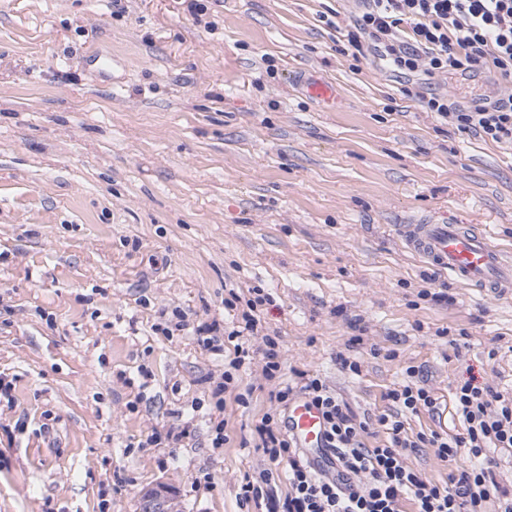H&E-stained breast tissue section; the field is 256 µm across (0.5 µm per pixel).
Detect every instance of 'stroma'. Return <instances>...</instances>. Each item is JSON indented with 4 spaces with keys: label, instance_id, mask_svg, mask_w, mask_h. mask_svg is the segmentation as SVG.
<instances>
[{
    "label": "stroma",
    "instance_id": "stroma-1",
    "mask_svg": "<svg viewBox=\"0 0 512 512\" xmlns=\"http://www.w3.org/2000/svg\"><path fill=\"white\" fill-rule=\"evenodd\" d=\"M351 8L0 0V512H140L161 484L182 512H246L269 402L216 408L224 355L194 335L233 321L232 291L269 294L283 379L321 375L357 416L382 412L409 365L440 402L408 418L415 433L460 430L451 385L468 373L512 397V299L429 281L397 230L428 216L512 249V147L423 111L380 60L340 54ZM312 77L332 102L306 93ZM446 84L464 102L501 90L490 69ZM439 284L448 302L431 300ZM355 334L358 377L335 361ZM210 418L231 444L211 448ZM182 426L181 444L150 440Z\"/></svg>",
    "mask_w": 512,
    "mask_h": 512
}]
</instances>
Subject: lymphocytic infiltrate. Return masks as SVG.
Wrapping results in <instances>:
<instances>
[{"mask_svg": "<svg viewBox=\"0 0 512 512\" xmlns=\"http://www.w3.org/2000/svg\"><path fill=\"white\" fill-rule=\"evenodd\" d=\"M343 38V55L360 59L376 54L403 85L414 77H447L456 73L494 69L503 81L495 100L462 102L436 89L417 92L423 109L461 133L512 146V0H359ZM264 294L243 301L238 295L224 306L245 303L237 329L222 332L219 322L197 326L198 344L212 352L233 342L234 356L224 365L223 381L211 394L222 398L235 383L246 360L258 357L268 386L272 411L263 415L255 431L270 467L258 477H244L241 503L264 504V512H402L411 501L413 512H512V488L501 485L496 467L502 453H512V398L488 380L469 377L453 387V404L462 430L408 433V416L437 414L439 402L431 388L420 384L418 367L405 369V380L389 389L388 412L359 420L326 379L305 378L301 387L279 380L282 351L277 338L259 330L258 305ZM319 407L327 425V442L334 466L324 470L311 462L287 431L284 412L296 395ZM384 433L382 446L370 448L369 437ZM433 449L448 463L447 481L437 483L415 468L410 454ZM468 460L458 463L459 449ZM283 467L288 493L279 496L275 469Z\"/></svg>", "mask_w": 512, "mask_h": 512, "instance_id": "obj_1", "label": "lymphocytic infiltrate"}]
</instances>
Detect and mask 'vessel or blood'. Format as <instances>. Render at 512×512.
Masks as SVG:
<instances>
[{"label":"vessel or blood","mask_w":512,"mask_h":512,"mask_svg":"<svg viewBox=\"0 0 512 512\" xmlns=\"http://www.w3.org/2000/svg\"><path fill=\"white\" fill-rule=\"evenodd\" d=\"M406 247L457 283L512 297V252L493 245L469 224L419 220L399 227ZM289 433L299 447L323 451L326 446L320 410L306 399L288 409Z\"/></svg>","instance_id":"obj_1"}]
</instances>
